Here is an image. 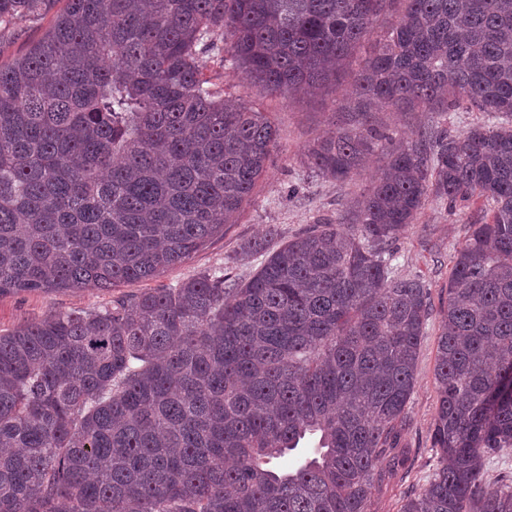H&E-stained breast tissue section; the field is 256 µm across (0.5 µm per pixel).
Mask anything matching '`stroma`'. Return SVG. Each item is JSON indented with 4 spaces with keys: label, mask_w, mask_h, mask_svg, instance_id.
Instances as JSON below:
<instances>
[{
    "label": "stroma",
    "mask_w": 512,
    "mask_h": 512,
    "mask_svg": "<svg viewBox=\"0 0 512 512\" xmlns=\"http://www.w3.org/2000/svg\"><path fill=\"white\" fill-rule=\"evenodd\" d=\"M65 6V0H48L41 18L17 19L0 37V62L9 63L41 40L53 17ZM205 73L224 92L225 98L248 103L257 102L272 112L278 129L277 150L253 197L244 205L237 223L226 225L221 236L181 265L151 280V287L170 285L198 272L231 267L240 278H247L260 265V257L242 262L238 259L240 244L276 228L277 243H285L311 225L342 223L350 203L366 192L379 175L383 158L371 156L365 167L351 179L336 182L311 173L305 152L308 145L346 120L340 112L341 93L320 90L300 98L272 96L260 84L251 82L231 65L220 63L210 53L199 59ZM372 124L393 139H408L424 128L445 127L462 134L470 128L493 126L497 117L474 112L460 104L447 114L437 112H376ZM488 206L483 199L473 198L446 204L428 200L413 224L400 236L394 247L392 266L397 276L418 277L432 292L433 311L416 369V387L408 404L410 428L403 442L411 448L408 468L375 495L374 512H398L407 490L423 485L435 466L431 447V425L436 405L434 365L437 337L442 326L441 309L448 299V277L456 250L464 243L470 224L485 218ZM143 283L125 284L115 292L95 288L64 290L52 293H21L0 296V331L65 313L74 309H92L109 302L112 296L143 290Z\"/></svg>",
    "instance_id": "obj_1"
}]
</instances>
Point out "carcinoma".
I'll use <instances>...</instances> for the list:
<instances>
[{
    "label": "carcinoma",
    "instance_id": "1",
    "mask_svg": "<svg viewBox=\"0 0 512 512\" xmlns=\"http://www.w3.org/2000/svg\"><path fill=\"white\" fill-rule=\"evenodd\" d=\"M67 0L0 64V295L153 279L237 223L277 147L230 105L204 49L272 95L502 121L404 144L367 120L306 151L344 182L380 152L350 227L315 224L264 261L147 288L0 334V512H370L405 468L432 293L391 245L429 197L474 196L436 348L437 466L399 512H512V0ZM46 0H0V25ZM317 447L279 465L306 435Z\"/></svg>",
    "mask_w": 512,
    "mask_h": 512
}]
</instances>
